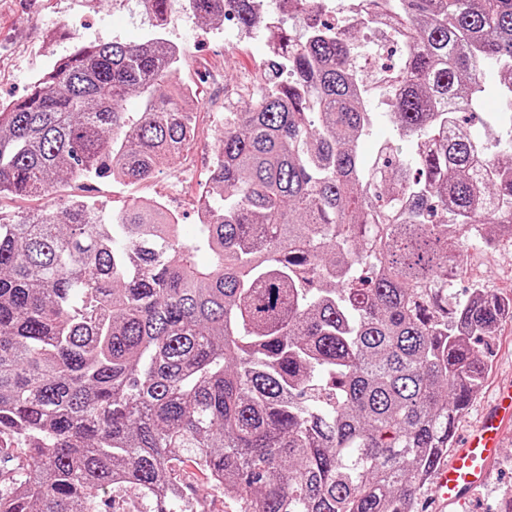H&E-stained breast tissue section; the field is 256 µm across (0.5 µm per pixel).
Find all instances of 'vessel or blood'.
Here are the masks:
<instances>
[{
	"label": "vessel or blood",
	"instance_id": "vessel-or-blood-1",
	"mask_svg": "<svg viewBox=\"0 0 512 512\" xmlns=\"http://www.w3.org/2000/svg\"><path fill=\"white\" fill-rule=\"evenodd\" d=\"M512 436V390L503 389L446 463L433 474L439 507L465 503L490 478L504 439Z\"/></svg>",
	"mask_w": 512,
	"mask_h": 512
}]
</instances>
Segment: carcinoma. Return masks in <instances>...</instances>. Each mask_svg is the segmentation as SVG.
Listing matches in <instances>:
<instances>
[{
    "instance_id": "cac0c4a2",
    "label": "carcinoma",
    "mask_w": 512,
    "mask_h": 512,
    "mask_svg": "<svg viewBox=\"0 0 512 512\" xmlns=\"http://www.w3.org/2000/svg\"><path fill=\"white\" fill-rule=\"evenodd\" d=\"M146 2L141 42L76 47L0 105V200L187 151L172 0ZM184 2L279 51L224 113L195 235L149 200L0 215V512H196L186 461L235 512H412L512 317L454 289L465 252L512 239V0H363L362 28L405 43L377 105L328 0H279L294 32L259 0ZM496 90L490 146L462 114Z\"/></svg>"
}]
</instances>
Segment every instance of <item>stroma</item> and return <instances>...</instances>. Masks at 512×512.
I'll return each instance as SVG.
<instances>
[{
    "mask_svg": "<svg viewBox=\"0 0 512 512\" xmlns=\"http://www.w3.org/2000/svg\"><path fill=\"white\" fill-rule=\"evenodd\" d=\"M148 18L132 0H0V104L26 95L47 65L69 54L82 42H138L149 29ZM171 41L183 45L177 78L195 97L197 137L187 154L168 168L136 184L109 179L71 181L63 194L96 200L103 213L120 210L136 198L164 197L181 222L183 234L196 231V195L207 181L214 158L222 148L224 115L239 109L242 88L262 80L267 56L266 37L252 34L227 47L223 28L189 11L168 17ZM481 282L502 295H512V246L470 250L459 265L455 286L466 292ZM512 385V322H503L492 341L490 368L484 384L459 419L455 436L476 425L498 386ZM512 507V437L481 489L470 512H507Z\"/></svg>",
    "mask_w": 512,
    "mask_h": 512,
    "instance_id": "35a3bbf8",
    "label": "stroma"
}]
</instances>
